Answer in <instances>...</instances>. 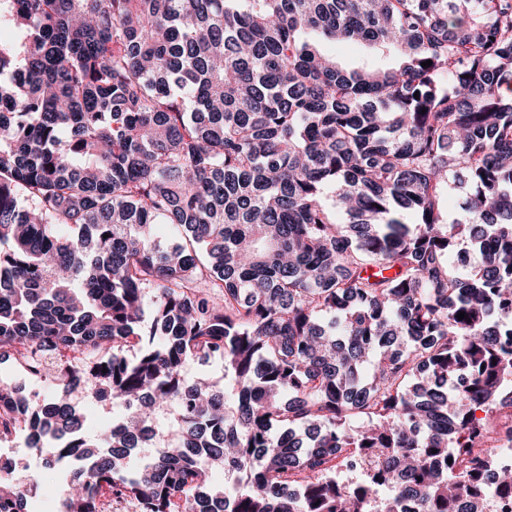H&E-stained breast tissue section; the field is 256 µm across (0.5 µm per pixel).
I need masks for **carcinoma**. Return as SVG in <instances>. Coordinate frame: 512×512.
<instances>
[{
  "label": "carcinoma",
  "mask_w": 512,
  "mask_h": 512,
  "mask_svg": "<svg viewBox=\"0 0 512 512\" xmlns=\"http://www.w3.org/2000/svg\"><path fill=\"white\" fill-rule=\"evenodd\" d=\"M0 21V357L71 395L43 357L91 358L124 409L93 438L0 383L31 448L90 466L61 512H491L447 459L512 408V0H0ZM320 38L397 64L347 70ZM215 361L220 388L184 375ZM27 504L0 483V512Z\"/></svg>",
  "instance_id": "cac0c4a2"
}]
</instances>
